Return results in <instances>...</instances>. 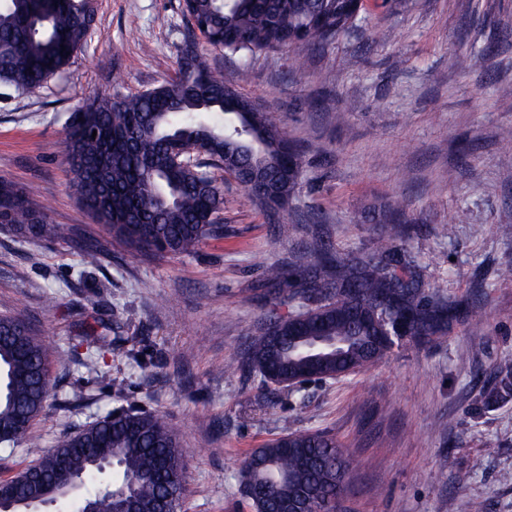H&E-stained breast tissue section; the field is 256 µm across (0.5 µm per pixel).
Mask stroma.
<instances>
[{
	"label": "stroma",
	"instance_id": "stroma-1",
	"mask_svg": "<svg viewBox=\"0 0 512 512\" xmlns=\"http://www.w3.org/2000/svg\"><path fill=\"white\" fill-rule=\"evenodd\" d=\"M187 24L180 0H98L87 47L27 93L0 87V177L71 239L27 240L0 225V316L57 350L39 447L0 445V480L114 411L166 415L187 459L180 512H253L245 459L295 430L330 432L359 467L343 512H512V398L487 402L512 368V0H366L320 50L255 56L210 50L227 84L283 126L303 162L295 195L269 212L223 168L222 235L189 256L131 254L82 205L63 152L73 111L175 78ZM470 52L468 69L455 64ZM466 223L437 234L456 210ZM293 225L291 234L281 225ZM397 224L426 292L461 305L445 335L395 338L374 366L284 388L227 375L281 302L267 266L312 242L367 252ZM101 261L88 265L86 249ZM108 326V346L81 324Z\"/></svg>",
	"mask_w": 512,
	"mask_h": 512
}]
</instances>
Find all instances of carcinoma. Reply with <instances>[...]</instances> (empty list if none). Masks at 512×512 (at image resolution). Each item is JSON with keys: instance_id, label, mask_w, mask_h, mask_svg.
<instances>
[{"instance_id": "cac0c4a2", "label": "carcinoma", "mask_w": 512, "mask_h": 512, "mask_svg": "<svg viewBox=\"0 0 512 512\" xmlns=\"http://www.w3.org/2000/svg\"><path fill=\"white\" fill-rule=\"evenodd\" d=\"M354 0H186L181 5L190 33L172 81L125 97H97L73 114L64 150L72 183L84 207L112 237L136 252L191 255L206 239L224 232L221 188L209 162L235 174L243 153L275 180L271 200L245 190V198L271 210L288 203L302 171L301 154L280 126L254 109L249 118L235 107L248 101L213 70L192 33L226 55H254L323 45L345 35ZM96 0H0V86L36 92L64 71L87 43L96 21ZM66 50H61V47ZM220 113L221 122L200 116ZM179 141L204 148L207 160L185 166L172 158ZM0 224L23 238L65 239L71 228L48 224L9 181L0 180ZM393 237H380L360 259L331 254L311 243L285 267L269 269L267 280L291 284L315 306L282 318L252 337L247 350L224 363V371L278 372L283 383L307 381L345 367L350 373L382 360L389 347L353 322L361 313L390 334L428 342L448 329L458 304L435 291L424 294L410 260L392 253ZM321 332L333 343L315 344ZM52 349L23 321L0 316V422L10 427L4 443L37 447L32 425L44 411L52 382ZM496 394L512 397V369L491 375ZM352 455L323 431H294L254 450L242 467L241 485L254 512H278L296 500L305 512H336L337 481L350 479ZM187 461L178 435L162 415L113 412L66 437L20 472L34 473L16 492L48 501L44 484L69 490L73 477L99 483L91 493L95 512H159L172 475L185 477Z\"/></svg>"}]
</instances>
